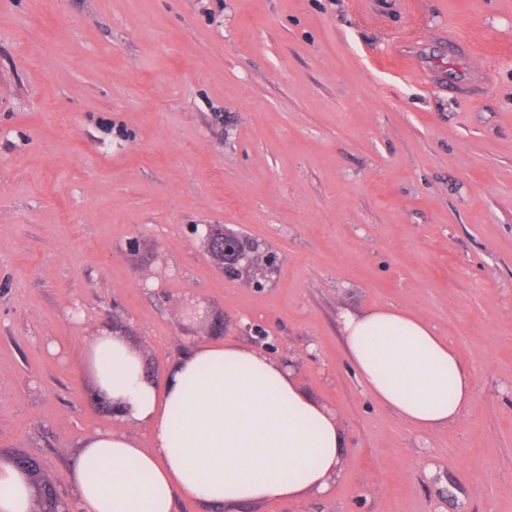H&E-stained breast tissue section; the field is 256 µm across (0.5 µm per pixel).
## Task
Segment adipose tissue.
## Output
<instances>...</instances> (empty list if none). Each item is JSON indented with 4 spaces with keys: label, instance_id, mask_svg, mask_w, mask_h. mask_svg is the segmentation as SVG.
I'll use <instances>...</instances> for the list:
<instances>
[{
    "label": "adipose tissue",
    "instance_id": "1",
    "mask_svg": "<svg viewBox=\"0 0 512 512\" xmlns=\"http://www.w3.org/2000/svg\"><path fill=\"white\" fill-rule=\"evenodd\" d=\"M342 331L363 387L413 430L459 417L474 374L425 320L391 309L348 313ZM98 394L121 420L150 430L139 447L120 430L83 438L67 473L77 512H205L325 493L343 442L335 416L292 372L235 345L193 347L156 381L121 338L101 332L93 349ZM29 474L0 461V512H32Z\"/></svg>",
    "mask_w": 512,
    "mask_h": 512
}]
</instances>
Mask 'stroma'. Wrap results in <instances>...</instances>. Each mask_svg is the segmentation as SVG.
<instances>
[{"label":"stroma","instance_id":"obj_1","mask_svg":"<svg viewBox=\"0 0 512 512\" xmlns=\"http://www.w3.org/2000/svg\"><path fill=\"white\" fill-rule=\"evenodd\" d=\"M0 0V456L71 498L79 440L121 423L86 354L116 332L154 376L254 322L344 439L330 491L243 512H512V0ZM497 43L454 93L439 30ZM422 43L418 80L376 57ZM275 256L224 275L199 227ZM427 320L476 375L409 428L354 375L344 312ZM215 317L224 330L206 331Z\"/></svg>","mask_w":512,"mask_h":512}]
</instances>
